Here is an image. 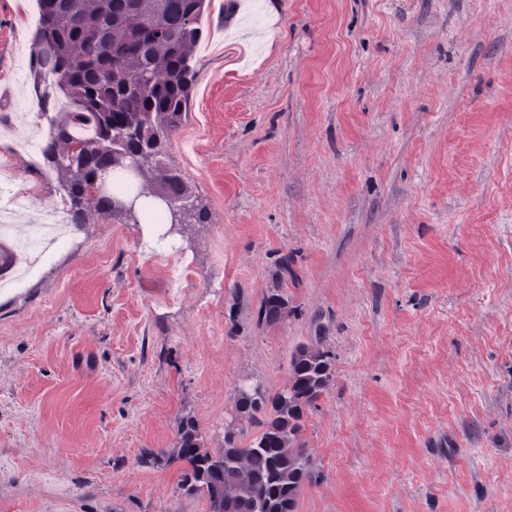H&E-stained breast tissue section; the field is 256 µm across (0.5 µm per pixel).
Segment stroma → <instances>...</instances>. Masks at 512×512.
<instances>
[{
  "mask_svg": "<svg viewBox=\"0 0 512 512\" xmlns=\"http://www.w3.org/2000/svg\"><path fill=\"white\" fill-rule=\"evenodd\" d=\"M222 2L203 29L240 49H196L178 131L209 212L179 299L144 225L95 216L0 292V512H208L142 450L187 412L222 448L243 379L277 391L311 343L335 373L297 512H512V0ZM35 32L0 0V119ZM288 314V298L284 288H272L266 296L260 309V320L268 326H274L283 321Z\"/></svg>",
  "mask_w": 512,
  "mask_h": 512,
  "instance_id": "stroma-1",
  "label": "stroma"
}]
</instances>
